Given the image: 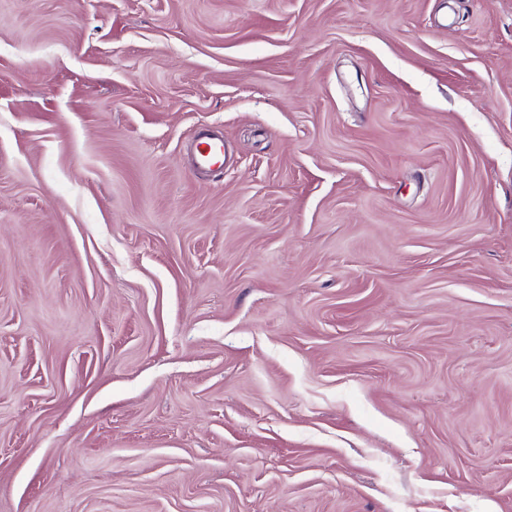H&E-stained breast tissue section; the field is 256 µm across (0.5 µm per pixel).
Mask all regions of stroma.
I'll return each mask as SVG.
<instances>
[{"mask_svg":"<svg viewBox=\"0 0 512 512\" xmlns=\"http://www.w3.org/2000/svg\"><path fill=\"white\" fill-rule=\"evenodd\" d=\"M0 512H512V0H0ZM195 165L207 167L210 171L221 169L224 165V140L201 133L196 139Z\"/></svg>","mask_w":512,"mask_h":512,"instance_id":"obj_1","label":"stroma"}]
</instances>
